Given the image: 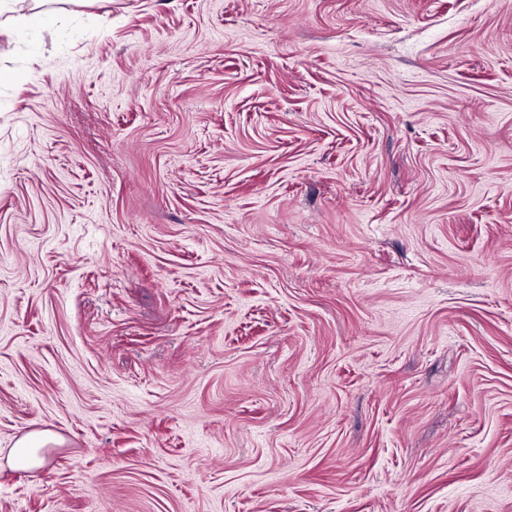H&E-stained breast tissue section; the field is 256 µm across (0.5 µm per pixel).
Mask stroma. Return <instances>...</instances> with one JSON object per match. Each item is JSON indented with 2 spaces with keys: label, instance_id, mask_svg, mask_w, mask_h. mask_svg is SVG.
<instances>
[{
  "label": "stroma",
  "instance_id": "obj_1",
  "mask_svg": "<svg viewBox=\"0 0 512 512\" xmlns=\"http://www.w3.org/2000/svg\"><path fill=\"white\" fill-rule=\"evenodd\" d=\"M1 71L0 512H512V0H64ZM54 441V436L48 431L26 434L10 450L9 461L13 466L21 468L40 464L43 461L38 456L40 448Z\"/></svg>",
  "mask_w": 512,
  "mask_h": 512
}]
</instances>
